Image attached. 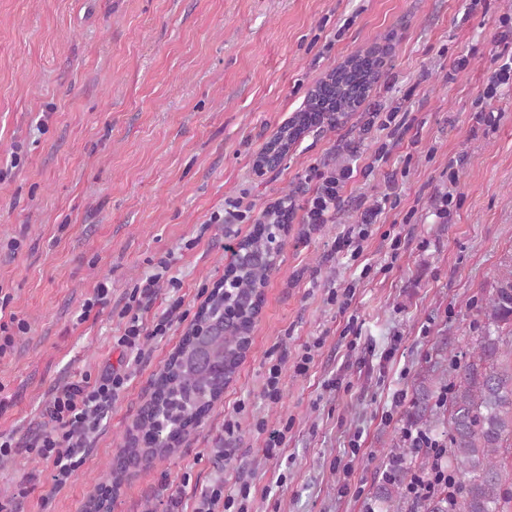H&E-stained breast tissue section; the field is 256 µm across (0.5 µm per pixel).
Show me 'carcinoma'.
Returning a JSON list of instances; mask_svg holds the SVG:
<instances>
[{"mask_svg": "<svg viewBox=\"0 0 512 512\" xmlns=\"http://www.w3.org/2000/svg\"><path fill=\"white\" fill-rule=\"evenodd\" d=\"M378 68L366 54H356L327 75V82L310 93L305 109L281 128L272 145L280 156L312 124L316 112H352L376 82ZM237 248L266 256L262 234L240 241ZM271 260L244 270L225 272L245 296L263 287L275 272ZM481 334L468 342L466 350L448 356V374L428 371L418 376L415 396L405 415V425L416 427L442 447L436 458L430 448L418 450L395 443L390 448L388 468L367 502L366 512H505L512 497L506 495V473L502 455L512 452V261L504 265L480 309ZM249 327L221 330L204 340L218 366L234 372L242 355ZM198 336L185 337L156 378L157 398L140 409L125 432L124 446L107 475L118 481L128 463L143 456L159 460L172 454V441L157 448H143L137 431H154L159 425L192 427L215 402L210 377L193 364ZM442 465L455 477L451 485H440L415 502L407 493L410 474H425Z\"/></svg>", "mask_w": 512, "mask_h": 512, "instance_id": "carcinoma-1", "label": "carcinoma"}]
</instances>
